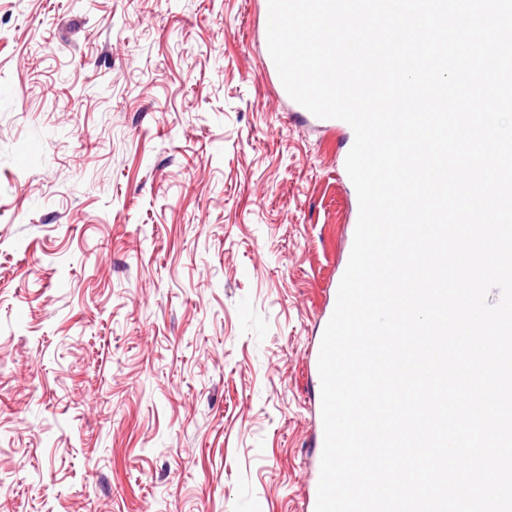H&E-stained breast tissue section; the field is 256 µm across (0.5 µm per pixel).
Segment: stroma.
I'll use <instances>...</instances> for the list:
<instances>
[{"label": "stroma", "mask_w": 512, "mask_h": 512, "mask_svg": "<svg viewBox=\"0 0 512 512\" xmlns=\"http://www.w3.org/2000/svg\"><path fill=\"white\" fill-rule=\"evenodd\" d=\"M263 0H0V512H301L354 135Z\"/></svg>", "instance_id": "obj_1"}]
</instances>
